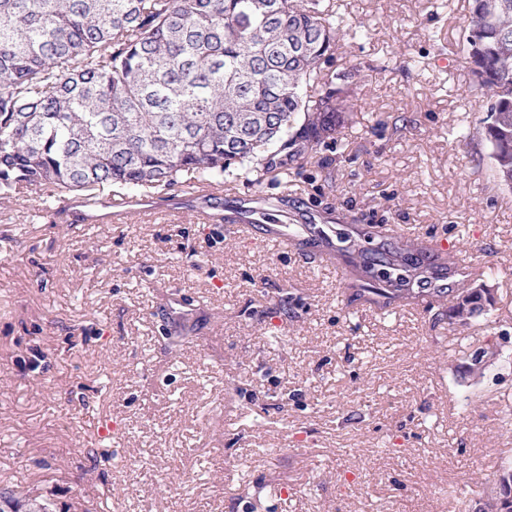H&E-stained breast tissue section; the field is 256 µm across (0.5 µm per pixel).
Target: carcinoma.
Here are the masks:
<instances>
[{"label":"carcinoma","instance_id":"carcinoma-1","mask_svg":"<svg viewBox=\"0 0 512 512\" xmlns=\"http://www.w3.org/2000/svg\"><path fill=\"white\" fill-rule=\"evenodd\" d=\"M341 21L325 0H0V199L97 203L108 188L209 186L235 170L276 180L345 128L324 65ZM478 134L512 187V0H473L464 30ZM342 240L336 257L385 306L413 285L457 283L448 319L482 311L452 256L401 239L382 259ZM487 512H512L497 483Z\"/></svg>","mask_w":512,"mask_h":512}]
</instances>
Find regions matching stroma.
Wrapping results in <instances>:
<instances>
[{"label": "stroma", "instance_id": "obj_1", "mask_svg": "<svg viewBox=\"0 0 512 512\" xmlns=\"http://www.w3.org/2000/svg\"><path fill=\"white\" fill-rule=\"evenodd\" d=\"M330 2L341 140L209 202L272 197L290 224L376 230L374 249L386 224L467 244L485 312L449 323L418 284L376 314L334 266L201 223L185 175L104 192L122 224L0 199V490L48 512H483L512 468V187L471 135L470 2Z\"/></svg>", "mask_w": 512, "mask_h": 512}]
</instances>
